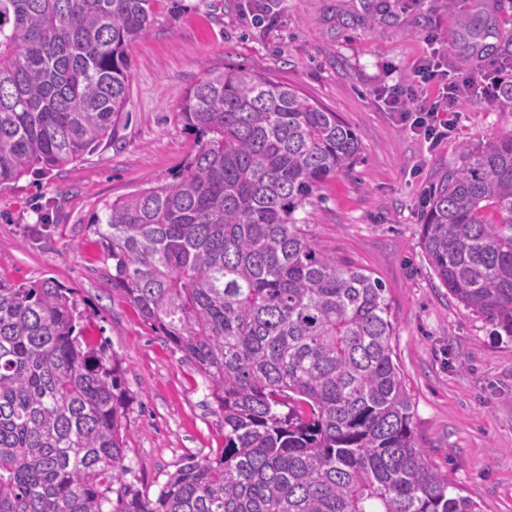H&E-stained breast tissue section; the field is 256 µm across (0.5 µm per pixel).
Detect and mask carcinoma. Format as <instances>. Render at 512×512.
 <instances>
[{"instance_id": "cac0c4a2", "label": "carcinoma", "mask_w": 512, "mask_h": 512, "mask_svg": "<svg viewBox=\"0 0 512 512\" xmlns=\"http://www.w3.org/2000/svg\"><path fill=\"white\" fill-rule=\"evenodd\" d=\"M158 0H0V184L62 169L123 120ZM174 180L87 225L112 287L191 361L224 426L149 496L127 480L120 361L74 291L0 277V512H479L418 448L382 282L317 250L301 213L358 134L243 67L188 89ZM421 245L448 294L512 335V130L430 191Z\"/></svg>"}]
</instances>
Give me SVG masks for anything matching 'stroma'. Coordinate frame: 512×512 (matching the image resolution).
<instances>
[{
	"label": "stroma",
	"mask_w": 512,
	"mask_h": 512,
	"mask_svg": "<svg viewBox=\"0 0 512 512\" xmlns=\"http://www.w3.org/2000/svg\"><path fill=\"white\" fill-rule=\"evenodd\" d=\"M478 18L486 36L466 42ZM433 32L450 69L477 70L486 47L512 36V12L499 0H159L129 51L114 139L63 170L0 186V277L75 289L84 336L121 362L133 399L127 462L142 491L155 493L186 456L218 453L224 429L192 363L113 289L86 226L105 201L173 180L197 139L178 117L186 92L239 66L298 89L357 132L361 162L322 185L305 229L315 248L383 282L418 446L481 512H512V336L454 300L421 246L425 192L462 143L512 129V102L497 92L462 102L455 133L432 147L375 98L381 85L410 78Z\"/></svg>",
	"instance_id": "obj_1"
}]
</instances>
